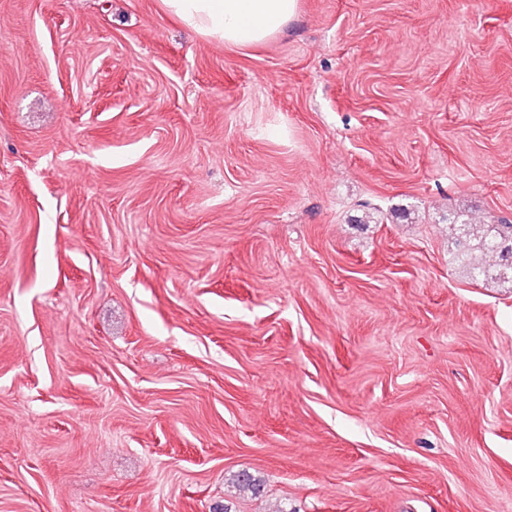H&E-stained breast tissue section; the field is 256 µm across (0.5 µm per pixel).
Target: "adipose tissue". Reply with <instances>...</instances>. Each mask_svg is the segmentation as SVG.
Listing matches in <instances>:
<instances>
[{
    "label": "adipose tissue",
    "mask_w": 512,
    "mask_h": 512,
    "mask_svg": "<svg viewBox=\"0 0 512 512\" xmlns=\"http://www.w3.org/2000/svg\"><path fill=\"white\" fill-rule=\"evenodd\" d=\"M165 9L201 35L245 49L281 32L300 0H162Z\"/></svg>",
    "instance_id": "ef3b65f1"
}]
</instances>
